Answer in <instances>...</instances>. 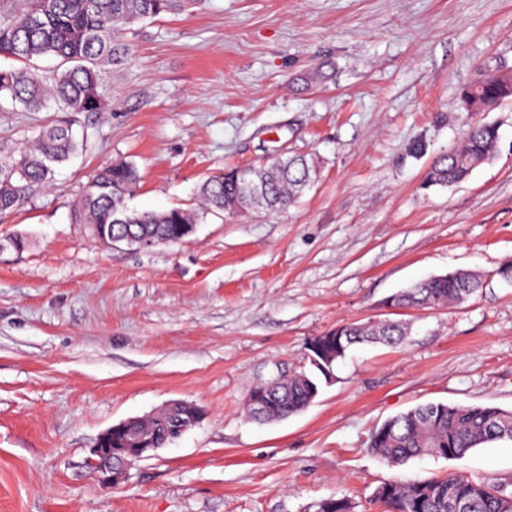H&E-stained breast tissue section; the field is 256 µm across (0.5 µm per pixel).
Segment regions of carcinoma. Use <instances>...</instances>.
Returning <instances> with one entry per match:
<instances>
[{
    "instance_id": "obj_1",
    "label": "carcinoma",
    "mask_w": 512,
    "mask_h": 512,
    "mask_svg": "<svg viewBox=\"0 0 512 512\" xmlns=\"http://www.w3.org/2000/svg\"><path fill=\"white\" fill-rule=\"evenodd\" d=\"M200 0H0V56L26 63L22 69H0V110L21 107L40 110L48 99L57 111L68 114L102 112L107 67L128 62L129 47L119 34L127 26L165 14H179ZM45 58L58 60L42 69ZM512 94V77L488 74L462 90L467 111L476 114ZM498 127L482 121L466 124L460 143L433 161L425 186L452 188L467 181L478 167L491 163L497 154ZM80 142L73 122L61 119L49 126L20 159L0 162V211L18 205L28 191L48 182L52 167L77 152ZM317 178V166L304 155L280 156L257 166L231 167L209 177L201 186L202 212L181 207L161 212H138L128 207L139 181L131 161L115 162L100 169L86 186L77 224L112 226V233L130 239L164 241L175 235L177 225L196 224L200 214L235 215L281 211L309 188ZM483 276L473 271H455L430 276L392 295L404 308L457 307L468 302L481 288ZM408 325L394 321L349 322L310 339L309 344L327 342L329 336H349L352 344L379 342L402 344ZM309 370L286 379L270 380L249 397L262 395L267 402L261 414L247 403L250 416L280 420L297 414L313 402L326 375L307 353ZM195 413L184 409L171 416L161 414L143 447L163 448L173 434L175 421L193 427ZM512 441V410L496 406L429 403L400 413L374 431L370 449L392 467L424 456L455 459L485 443ZM374 498L386 512H512V492L486 481L458 474L423 482L400 479L380 485ZM316 512H354L345 498H327Z\"/></svg>"
}]
</instances>
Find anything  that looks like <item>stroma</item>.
<instances>
[{
  "instance_id": "35a3bbf8",
  "label": "stroma",
  "mask_w": 512,
  "mask_h": 512,
  "mask_svg": "<svg viewBox=\"0 0 512 512\" xmlns=\"http://www.w3.org/2000/svg\"><path fill=\"white\" fill-rule=\"evenodd\" d=\"M107 108L80 113L83 151L0 213V512H315L325 498L385 512L374 492L449 473L512 492V441L399 468L369 447L384 421L430 402L512 409V97L481 121L496 159L453 189L423 186L465 129L461 90L512 74V0H204L125 33ZM323 78L305 79L315 68ZM54 105L0 112V160ZM320 177L287 210L207 215L179 243L101 245L72 214L115 161L140 176L129 205H197L200 184L283 154ZM472 270L454 308L389 309L431 275ZM402 320L391 348L359 344L304 411L248 417L260 383L301 370L308 341L351 321ZM172 400L203 419L130 466L89 467L112 425Z\"/></svg>"
}]
</instances>
